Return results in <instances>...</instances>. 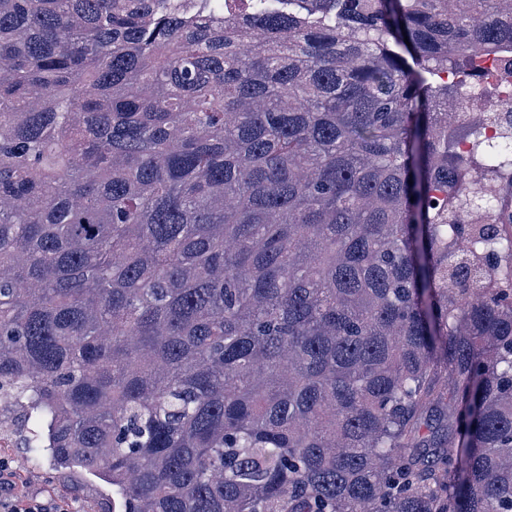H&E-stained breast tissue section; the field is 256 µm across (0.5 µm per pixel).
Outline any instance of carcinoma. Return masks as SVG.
<instances>
[{
    "instance_id": "1",
    "label": "carcinoma",
    "mask_w": 512,
    "mask_h": 512,
    "mask_svg": "<svg viewBox=\"0 0 512 512\" xmlns=\"http://www.w3.org/2000/svg\"><path fill=\"white\" fill-rule=\"evenodd\" d=\"M224 2L0 0V401L112 512H512V0Z\"/></svg>"
}]
</instances>
